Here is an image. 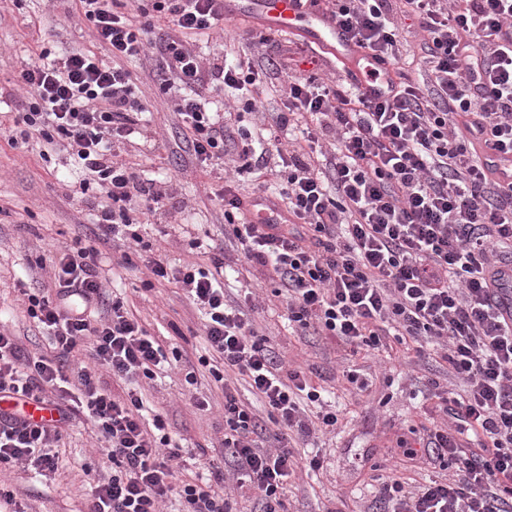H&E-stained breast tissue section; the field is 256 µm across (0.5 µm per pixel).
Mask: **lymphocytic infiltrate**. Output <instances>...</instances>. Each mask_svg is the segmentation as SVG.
<instances>
[{
	"instance_id": "1",
	"label": "lymphocytic infiltrate",
	"mask_w": 512,
	"mask_h": 512,
	"mask_svg": "<svg viewBox=\"0 0 512 512\" xmlns=\"http://www.w3.org/2000/svg\"><path fill=\"white\" fill-rule=\"evenodd\" d=\"M99 52L50 58L41 51L17 75L24 91L10 141L39 135L71 149L91 173L87 199L106 198L98 217L103 240L139 241L143 216L164 210L175 181L145 179L130 155L150 148L146 104L128 61L152 58V79L172 93L184 139L201 172L222 179L224 233L247 263L269 270L301 333L329 336L352 353L378 349L396 333L417 357L436 345L462 393L439 396L423 451L451 473L409 488L382 481L377 512H512V173L485 158L512 156V0H326L325 11L354 44L397 72L406 64L398 19L427 34L426 85L393 80V95L368 99L355 85L325 81L315 53L271 37L267 64L251 56L228 63L223 51L201 56L195 37L224 22V0H74ZM285 78V101L253 136L242 113L209 112L211 94L262 90ZM180 94H173L174 86ZM254 175L241 194L228 163ZM265 210L277 223L258 224ZM99 251L78 243L59 249L52 275L26 295V313L46 333L47 354L22 359L16 336L0 329V398L42 401L59 390L57 420L31 423L0 414V464L39 472L57 467L52 452L73 421L89 420L104 439L112 473L97 478L88 512H162L178 497L182 512H231L225 480L251 494L253 512H288L285 489L299 465L296 439L335 429V411L299 369H287L243 305L227 302L210 267H174L146 258L151 274L174 280L204 320V340L224 386V468L177 481L161 415L146 419L136 382L154 379L167 356L122 301L103 304ZM89 346L92 366L77 354ZM240 377L263 403L258 414L230 382ZM126 383L114 394L111 381ZM316 405L315 417L302 403ZM271 435L272 446L260 439Z\"/></svg>"
}]
</instances>
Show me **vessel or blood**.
Listing matches in <instances>:
<instances>
[{"label":"vessel or blood","instance_id":"vessel-or-blood-1","mask_svg":"<svg viewBox=\"0 0 512 512\" xmlns=\"http://www.w3.org/2000/svg\"><path fill=\"white\" fill-rule=\"evenodd\" d=\"M245 0H225L224 10L228 13L243 14L251 12L257 22L267 28L292 32H305L309 39L316 43H331L336 57L350 59L354 62L353 77L361 89L374 98L383 97L387 92L386 79H374L371 72L375 67L374 61L365 58L352 42L349 33L333 23L328 14L319 9H304L298 7L297 0H258L255 7L245 9ZM21 409L24 417L32 422L50 420L51 411L40 403L30 401L23 406H16L14 401L0 400L1 411Z\"/></svg>","mask_w":512,"mask_h":512}]
</instances>
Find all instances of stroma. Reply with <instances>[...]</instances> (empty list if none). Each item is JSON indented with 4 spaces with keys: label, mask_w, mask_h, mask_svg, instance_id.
I'll list each match as a JSON object with an SVG mask.
<instances>
[{
    "label": "stroma",
    "mask_w": 512,
    "mask_h": 512,
    "mask_svg": "<svg viewBox=\"0 0 512 512\" xmlns=\"http://www.w3.org/2000/svg\"><path fill=\"white\" fill-rule=\"evenodd\" d=\"M259 33L248 19L229 17L222 30L212 40L198 42L197 49L206 54L225 45L241 48ZM43 48L58 54L92 51L96 45L86 23L67 13L61 0H0V86L10 87ZM127 67L150 104L152 130L161 142L159 151L140 157V168L150 177L176 180L177 193L186 203L173 221L163 214L145 216L138 228L145 243L174 266L207 263L204 246L222 248L233 269L228 297L237 298L243 284L256 289L261 305L248 315L260 334L274 343L288 368H302L328 390L339 415L335 432L296 441V454L320 453L324 466L289 483V512H366L379 477L371 466L384 459L400 462L407 481L435 476L425 455L406 462L402 453L413 442V429L431 414L429 381L448 382L447 363L439 358L398 359L388 347L365 359L325 337L295 335L266 271L247 263L236 242L225 237L223 203L206 177L196 174V160L185 147L171 100L159 94L149 76V62L133 60ZM14 110L12 100L0 99V325L18 336L23 355L33 358L47 351V337L24 311L23 292L40 287L48 276L47 264L62 246L78 238L96 244L102 253L99 276L108 297L123 299L166 352L181 356L159 373L144 398L164 416L172 442L183 450L175 464L178 479L194 480L203 462L223 463L224 391L198 364L206 352L201 317L175 281L144 288L150 274L142 261L124 262L127 245L95 241L98 207L81 200L83 172L67 152L49 149L38 139L12 145L6 130ZM190 369L196 372L192 385L184 381ZM351 371L364 381L363 389L348 383ZM201 401L207 402V409H198ZM102 446L91 425L77 420L57 444L55 473L44 477L5 464L0 466V483L16 492L20 512H87L94 479L112 471Z\"/></svg>",
    "instance_id": "1"
}]
</instances>
